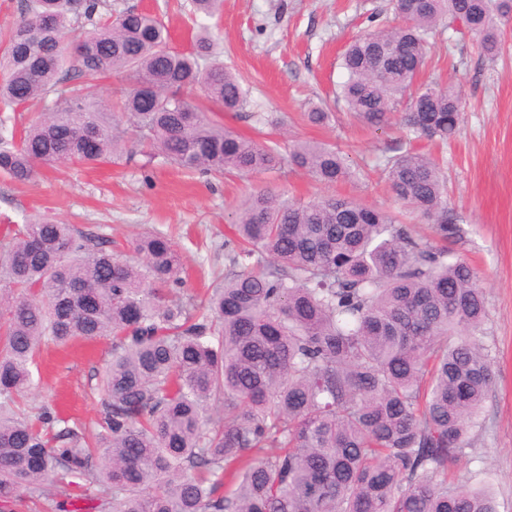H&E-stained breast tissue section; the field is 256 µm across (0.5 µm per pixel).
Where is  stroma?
<instances>
[{
  "label": "stroma",
  "instance_id": "1",
  "mask_svg": "<svg viewBox=\"0 0 512 512\" xmlns=\"http://www.w3.org/2000/svg\"><path fill=\"white\" fill-rule=\"evenodd\" d=\"M157 13L174 47L190 45L191 0H112ZM392 18L390 0H224L219 46L224 62L249 91L248 112L281 118L287 140L329 142L348 156L357 179L327 186L290 165L243 180L190 176L162 160L119 157L93 167L37 164L27 184L0 174V224L47 215L67 224L101 225L117 243L151 230L168 234L181 254L184 284L170 295L181 303L208 288L224 271V241L238 202L251 189L287 191L310 200L339 195L395 210L379 169L391 146L414 140L393 116L386 132H373L344 110L330 126L309 124V103L333 99L345 79L340 56L368 27L371 13ZM504 51L483 57L472 34L440 22L428 36L424 80L457 87L465 100L460 132L448 145L415 140L441 158L448 179V208L460 232L448 250L479 273L487 318L478 332L496 372L484 404V424L469 435L466 456L448 470L454 485L489 488L498 512H512V26ZM112 356V339L43 345L32 368V405L52 403L64 417L93 426L100 373Z\"/></svg>",
  "mask_w": 512,
  "mask_h": 512
}]
</instances>
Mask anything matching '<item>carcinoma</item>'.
<instances>
[{
	"mask_svg": "<svg viewBox=\"0 0 512 512\" xmlns=\"http://www.w3.org/2000/svg\"><path fill=\"white\" fill-rule=\"evenodd\" d=\"M198 31L186 50L150 11L108 0H23L0 48V111L51 100L21 135L0 116V171L19 183L35 163L96 165L127 138L177 167L222 177L278 170L280 142L212 118L248 105L216 55L224 0H191ZM392 0L399 21L370 16L345 49L339 98L385 131L401 105L420 137L459 128L463 97L420 85L428 32L444 18L503 48L512 0ZM113 79L109 111L79 76ZM325 127V104L304 113ZM288 161L332 185L353 177L346 154L294 140ZM382 174L395 200L429 222L421 235L390 211L353 199L293 201L254 189L224 242V282L171 304L181 256L153 233L112 251L100 230L48 217L0 240V512H56L59 498L100 488L104 512H498L483 490L448 484L483 427L495 380L476 337L486 300L475 268L448 255L457 234L446 177L402 143ZM112 337L94 429L43 405L21 407L45 343ZM224 407V422L208 414Z\"/></svg>",
	"mask_w": 512,
	"mask_h": 512,
	"instance_id": "1",
	"label": "carcinoma"
}]
</instances>
